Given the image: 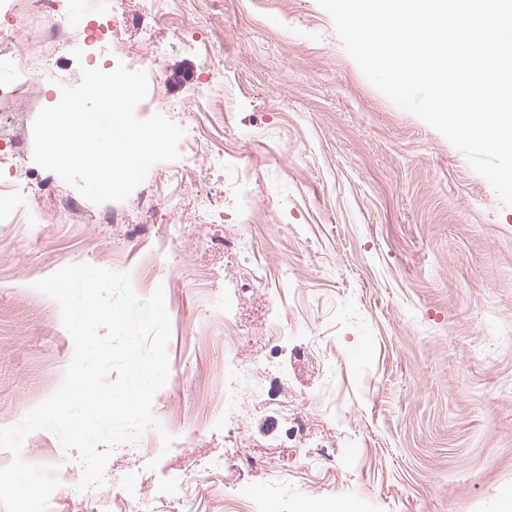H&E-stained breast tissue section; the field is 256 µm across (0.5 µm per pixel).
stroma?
<instances>
[{"mask_svg": "<svg viewBox=\"0 0 512 512\" xmlns=\"http://www.w3.org/2000/svg\"><path fill=\"white\" fill-rule=\"evenodd\" d=\"M123 47L159 55L146 108L184 130L131 198L96 205L33 160L35 103L0 114L28 190L0 223V427L62 384L73 357L57 301L35 289L88 263L163 287L174 385L153 415L186 424L164 457L114 449L101 488L134 474L137 512H512V206L441 133L363 75L317 0H100ZM21 39L73 86L76 43ZM158 203L155 211L140 201ZM252 213L243 247L225 235ZM178 225L169 242V225ZM240 340L224 363V317ZM288 345L256 366L276 328ZM226 408L215 405L225 380ZM265 402L250 407L253 387ZM308 430L292 434V413ZM57 437L31 433L21 458L78 468ZM266 465L209 471L214 456ZM0 449V468L17 457ZM198 482L179 504L175 480Z\"/></svg>", "mask_w": 512, "mask_h": 512, "instance_id": "35a3bbf8", "label": "stroma"}]
</instances>
